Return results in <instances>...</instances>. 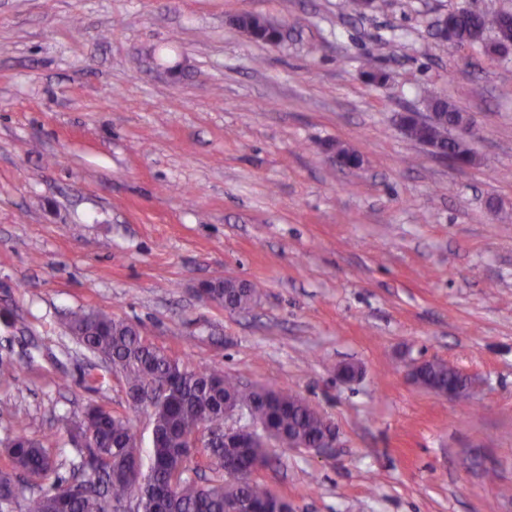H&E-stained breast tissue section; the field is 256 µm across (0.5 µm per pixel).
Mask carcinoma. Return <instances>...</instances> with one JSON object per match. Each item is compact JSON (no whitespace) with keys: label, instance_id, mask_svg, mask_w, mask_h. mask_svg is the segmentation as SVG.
I'll list each match as a JSON object with an SVG mask.
<instances>
[{"label":"carcinoma","instance_id":"1","mask_svg":"<svg viewBox=\"0 0 512 512\" xmlns=\"http://www.w3.org/2000/svg\"><path fill=\"white\" fill-rule=\"evenodd\" d=\"M459 38L479 27L477 17L458 13L451 17ZM255 38L268 42L276 32L258 17H250ZM432 111L447 114V122L423 129L412 126L414 139H426L449 145L465 162L472 153L466 141H448V127L465 121L453 104L435 99ZM214 303L234 312L251 308L258 285L249 283L224 295V280H217ZM69 332L95 356L121 375L127 392L137 394L147 388L166 390L171 386L177 396L164 395L149 408L154 437L149 464L143 467L140 441L128 419L101 407L91 406L73 425L72 438L86 440L79 449L86 478L66 482L58 480L46 489L23 496V477L44 478L55 470L51 449L35 441L25 430H17L6 446L7 464L0 468V512H110L112 505L135 502L136 512H226L228 504L236 512H266L268 500L288 506L276 492L259 482L258 470L269 460L266 448H227L241 475L231 478L224 465L210 461L215 475L205 484L188 476L187 437L199 422L224 425V400L228 399L249 412L255 423L276 418L282 446L299 440L315 443L333 430L325 416L316 414L295 393L279 391L270 396L261 386H244L234 378L206 368H191L173 358L166 350L147 343L130 323L102 311H73ZM422 381L438 387L465 381L446 362L428 364Z\"/></svg>","mask_w":512,"mask_h":512}]
</instances>
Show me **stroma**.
Returning a JSON list of instances; mask_svg holds the SVG:
<instances>
[{
  "instance_id": "stroma-1",
  "label": "stroma",
  "mask_w": 512,
  "mask_h": 512,
  "mask_svg": "<svg viewBox=\"0 0 512 512\" xmlns=\"http://www.w3.org/2000/svg\"><path fill=\"white\" fill-rule=\"evenodd\" d=\"M460 7L512 0H0V368L19 379L0 382V467L22 428L71 480L91 405L149 442L66 328L103 310L334 422L336 448L273 446L257 475L291 512H512V53L449 51L437 23ZM432 96L471 117L478 164L399 130ZM336 141L358 165L329 160ZM224 275L261 283L251 312L199 301ZM413 359L472 397L416 386ZM462 379L467 380V377L460 372L456 367H453ZM452 367L446 362L435 361L428 363V366L424 368L421 373L422 381L426 384H432L438 387H447L449 384L458 383L463 389V394L467 390V384L464 380H461L458 374Z\"/></svg>"
}]
</instances>
